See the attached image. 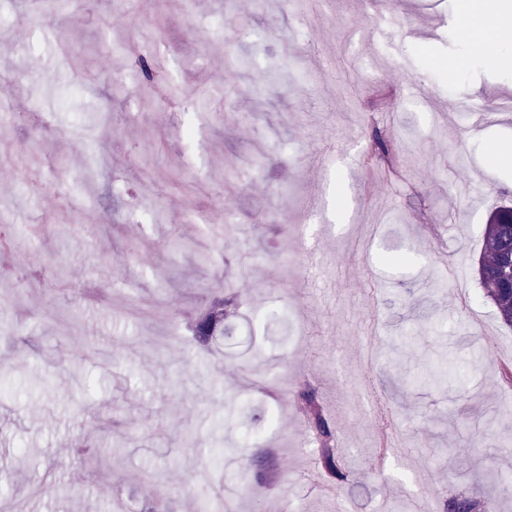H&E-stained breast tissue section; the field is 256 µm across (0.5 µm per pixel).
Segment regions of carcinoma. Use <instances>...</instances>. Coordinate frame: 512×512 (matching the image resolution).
I'll return each instance as SVG.
<instances>
[{
	"instance_id": "1",
	"label": "carcinoma",
	"mask_w": 512,
	"mask_h": 512,
	"mask_svg": "<svg viewBox=\"0 0 512 512\" xmlns=\"http://www.w3.org/2000/svg\"><path fill=\"white\" fill-rule=\"evenodd\" d=\"M396 152L391 137L379 130L372 135L367 157L368 168L379 169L380 164L387 163ZM512 205H499L491 210L484 225V251L479 260V286L483 295L489 299L501 322L512 327V305L501 301L496 285L485 279V275L497 272L508 257H512V221L509 213ZM237 297L231 292L212 298L209 303L196 313L190 321V329L200 345L209 344L214 337L224 334V320L230 316L236 306ZM304 404L307 422L318 444L319 465L332 482H342L348 474L342 470L335 451V436L327 421L316 393L304 390L299 394ZM275 469V458L269 451H258L248 457L242 464L240 481L242 485L249 482L265 484ZM441 512H491V503L478 500L468 495H457L441 501Z\"/></svg>"
}]
</instances>
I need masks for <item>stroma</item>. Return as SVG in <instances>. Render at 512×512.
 Here are the masks:
<instances>
[{
	"label": "stroma",
	"instance_id": "obj_1",
	"mask_svg": "<svg viewBox=\"0 0 512 512\" xmlns=\"http://www.w3.org/2000/svg\"><path fill=\"white\" fill-rule=\"evenodd\" d=\"M462 0H0V512H512V328L481 294L512 68ZM150 51V73L139 67ZM487 108L472 130L450 100ZM397 173L363 160L374 128ZM143 223H129L131 214ZM224 259L203 263L202 239ZM233 289L223 336L191 315ZM445 362L443 384L427 372ZM311 386L349 479L326 485ZM276 454L249 495L243 460ZM428 482H421L420 467ZM491 503L468 495H457L441 501L443 512H492Z\"/></svg>",
	"mask_w": 512,
	"mask_h": 512
}]
</instances>
